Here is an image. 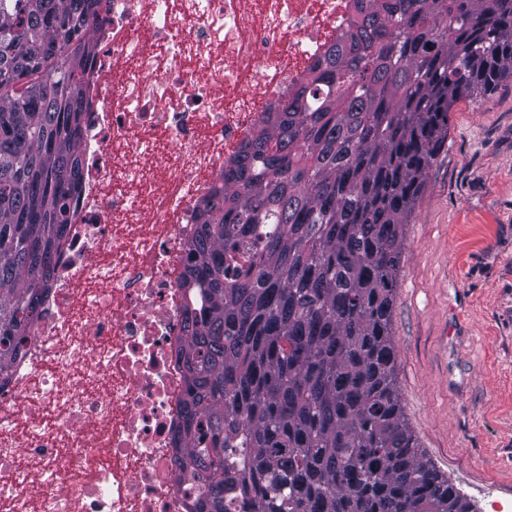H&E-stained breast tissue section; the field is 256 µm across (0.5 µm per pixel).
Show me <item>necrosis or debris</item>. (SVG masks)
<instances>
[{"label": "necrosis or debris", "mask_w": 512, "mask_h": 512, "mask_svg": "<svg viewBox=\"0 0 512 512\" xmlns=\"http://www.w3.org/2000/svg\"><path fill=\"white\" fill-rule=\"evenodd\" d=\"M51 288L0 374V512H189L178 477L193 216L354 0H109ZM179 40H171L173 28Z\"/></svg>", "instance_id": "4bbe7bcc"}]
</instances>
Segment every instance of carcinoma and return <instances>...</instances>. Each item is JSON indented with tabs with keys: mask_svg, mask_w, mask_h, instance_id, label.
<instances>
[{
	"mask_svg": "<svg viewBox=\"0 0 512 512\" xmlns=\"http://www.w3.org/2000/svg\"><path fill=\"white\" fill-rule=\"evenodd\" d=\"M106 0H0V371L28 341L78 192ZM512 77V0H362L197 210L180 469L198 512H476L395 383L402 224L448 112ZM252 449L224 471V449Z\"/></svg>",
	"mask_w": 512,
	"mask_h": 512,
	"instance_id": "obj_1",
	"label": "carcinoma"
}]
</instances>
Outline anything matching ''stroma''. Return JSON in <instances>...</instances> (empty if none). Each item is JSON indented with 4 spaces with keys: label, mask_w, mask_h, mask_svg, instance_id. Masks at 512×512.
<instances>
[{
    "label": "stroma",
    "mask_w": 512,
    "mask_h": 512,
    "mask_svg": "<svg viewBox=\"0 0 512 512\" xmlns=\"http://www.w3.org/2000/svg\"><path fill=\"white\" fill-rule=\"evenodd\" d=\"M405 419L478 512H512V78L463 98L403 226Z\"/></svg>",
    "instance_id": "1"
}]
</instances>
